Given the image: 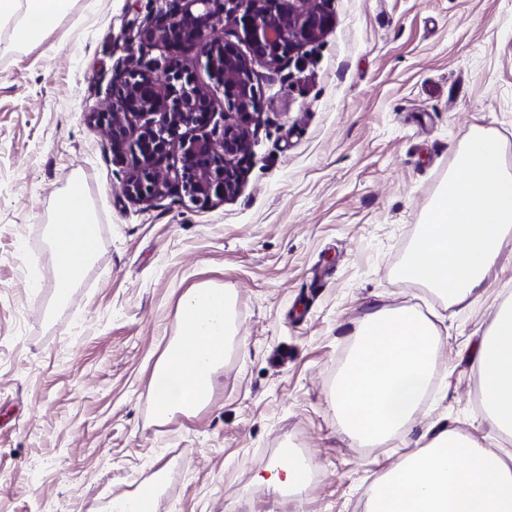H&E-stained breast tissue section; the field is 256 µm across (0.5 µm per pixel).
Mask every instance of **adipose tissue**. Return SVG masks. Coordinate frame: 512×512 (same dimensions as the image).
Here are the masks:
<instances>
[{"instance_id":"obj_1","label":"adipose tissue","mask_w":512,"mask_h":512,"mask_svg":"<svg viewBox=\"0 0 512 512\" xmlns=\"http://www.w3.org/2000/svg\"><path fill=\"white\" fill-rule=\"evenodd\" d=\"M69 0H0V23L13 26L22 45L42 34L64 13ZM48 244L58 281L73 287L95 256V212L80 183L51 216ZM512 236V167L504 147L476 131L457 153L441 191L428 205L415 246L401 269L404 278L436 291L449 306L470 305L482 296L505 240ZM178 336L163 354L149 385L163 416L192 413L212 390L235 329L232 296L203 283L179 300ZM480 379L483 418L512 435V303L502 305L470 351ZM420 453L377 480L367 512H512V450L492 451L445 426H430Z\"/></svg>"}]
</instances>
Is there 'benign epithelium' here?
I'll return each mask as SVG.
<instances>
[{
  "label": "benign epithelium",
  "mask_w": 512,
  "mask_h": 512,
  "mask_svg": "<svg viewBox=\"0 0 512 512\" xmlns=\"http://www.w3.org/2000/svg\"><path fill=\"white\" fill-rule=\"evenodd\" d=\"M171 0L169 8L136 24L138 48L170 51L162 74L142 61L112 79L110 102L90 116L117 147H128L126 196L148 203L175 189L204 208L240 190L244 165L252 154L251 125L260 112L262 92L254 82L257 63L280 67L320 42L335 26L329 0ZM242 32L241 43L211 36L219 24ZM245 47H240V44ZM197 49L210 80L224 94V124L215 115L210 89L184 67L177 52ZM148 117L131 134L133 117ZM175 152L180 167L163 165Z\"/></svg>",
  "instance_id": "7a95c632"
}]
</instances>
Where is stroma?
<instances>
[{
  "instance_id": "35a3bbf8",
  "label": "stroma",
  "mask_w": 512,
  "mask_h": 512,
  "mask_svg": "<svg viewBox=\"0 0 512 512\" xmlns=\"http://www.w3.org/2000/svg\"><path fill=\"white\" fill-rule=\"evenodd\" d=\"M164 0H71L34 42L0 25V512H106L152 485L159 512H365L373 484L432 424L484 448L469 349L512 300V238L482 298L450 307L397 277L473 130L512 166V0H332L335 27L298 61L258 64L263 91L239 193L205 208L123 192L90 122ZM100 248L66 303L47 245L73 178ZM229 289L236 334L199 412L151 415L148 387L181 296ZM409 308L440 330L408 434L362 448L333 408L355 330ZM288 448L318 481L259 483Z\"/></svg>"
}]
</instances>
